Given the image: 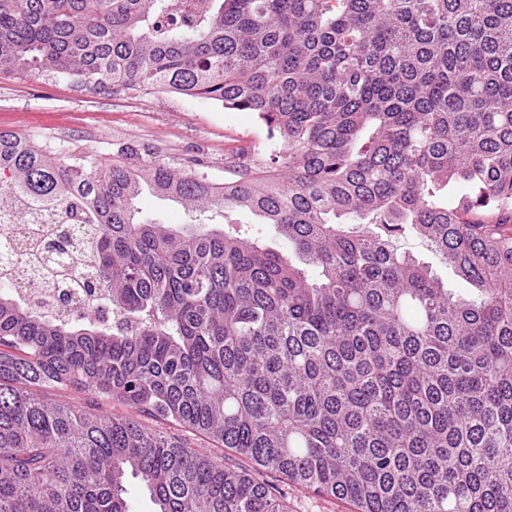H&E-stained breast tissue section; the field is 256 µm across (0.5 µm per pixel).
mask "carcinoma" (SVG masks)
Returning a JSON list of instances; mask_svg holds the SVG:
<instances>
[{"label": "carcinoma", "instance_id": "obj_1", "mask_svg": "<svg viewBox=\"0 0 512 512\" xmlns=\"http://www.w3.org/2000/svg\"><path fill=\"white\" fill-rule=\"evenodd\" d=\"M3 72L205 97L282 148L221 186L0 131V191L66 207L92 256L58 312L0 292V512H130L129 473L156 512H288L247 471L48 389L358 512H512V0H0ZM146 185L279 242L141 222ZM232 218L237 222L244 225V229L253 236H259L264 241H270L274 237V229L270 224H260L255 217L246 211H235L232 213ZM399 244L403 249H410L415 252H420L426 261L433 264L437 272L442 276L444 280L448 279L449 288H462L461 284L454 278L451 270L441 265L430 252L424 249V246H422L419 241L414 239H402L399 241ZM45 395L49 399H62L86 410L98 409L107 413L133 414L143 427L169 434L191 448L215 455L226 466L246 468L253 473L258 481L268 485L275 493L284 498L288 505V512H356L351 503L345 500L322 496L313 491L299 488L289 484L280 475L274 472H256L251 462L228 448H217L204 435L186 431L185 429L152 416L137 415L133 410L117 402L97 399L86 392L68 390H47Z\"/></svg>", "mask_w": 512, "mask_h": 512}]
</instances>
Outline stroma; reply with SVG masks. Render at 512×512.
I'll use <instances>...</instances> for the list:
<instances>
[{
	"instance_id": "35a3bbf8",
	"label": "stroma",
	"mask_w": 512,
	"mask_h": 512,
	"mask_svg": "<svg viewBox=\"0 0 512 512\" xmlns=\"http://www.w3.org/2000/svg\"><path fill=\"white\" fill-rule=\"evenodd\" d=\"M0 130L20 133L65 154L78 151L103 166L128 149H143L172 169L199 173L220 183L224 163L243 147L266 142L267 129L257 113L229 110L221 103L174 93L113 91L80 77L54 78L28 73L0 74ZM139 220L182 227L192 220L178 203L142 192ZM140 423L175 437L187 446L217 456L224 465L247 468L249 462L204 435L152 416ZM258 481L284 498L288 512H356L345 500L322 496L289 484L274 472H258Z\"/></svg>"
}]
</instances>
